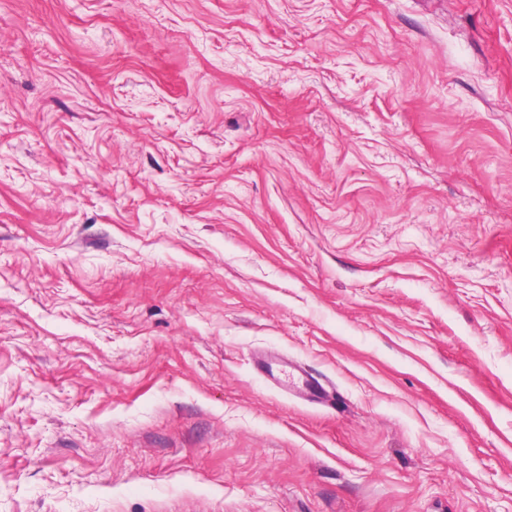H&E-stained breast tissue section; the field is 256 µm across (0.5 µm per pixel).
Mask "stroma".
Masks as SVG:
<instances>
[{
	"label": "stroma",
	"instance_id": "1",
	"mask_svg": "<svg viewBox=\"0 0 512 512\" xmlns=\"http://www.w3.org/2000/svg\"><path fill=\"white\" fill-rule=\"evenodd\" d=\"M0 512H512V0H0ZM261 365L269 376L283 381L287 387L296 386L299 388L308 400L322 402L328 397L324 385L312 379L305 372H295L288 363L269 360L264 361Z\"/></svg>",
	"mask_w": 512,
	"mask_h": 512
}]
</instances>
